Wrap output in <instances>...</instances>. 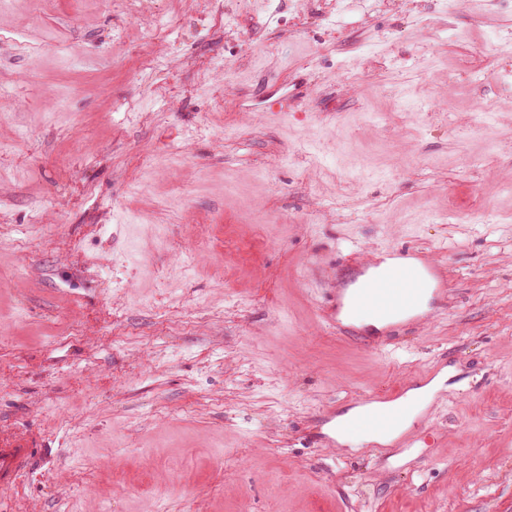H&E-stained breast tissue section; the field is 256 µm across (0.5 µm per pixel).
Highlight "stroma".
Instances as JSON below:
<instances>
[{
  "instance_id": "35a3bbf8",
  "label": "stroma",
  "mask_w": 512,
  "mask_h": 512,
  "mask_svg": "<svg viewBox=\"0 0 512 512\" xmlns=\"http://www.w3.org/2000/svg\"><path fill=\"white\" fill-rule=\"evenodd\" d=\"M401 248L446 308L337 334L338 279ZM432 368L419 447L320 444ZM20 441L11 512H512V9L0 0Z\"/></svg>"
}]
</instances>
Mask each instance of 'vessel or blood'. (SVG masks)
Segmentation results:
<instances>
[{
    "label": "vessel or blood",
    "mask_w": 512,
    "mask_h": 512,
    "mask_svg": "<svg viewBox=\"0 0 512 512\" xmlns=\"http://www.w3.org/2000/svg\"><path fill=\"white\" fill-rule=\"evenodd\" d=\"M437 264L418 261L414 253H396L367 261L361 277L347 278L329 308L337 330L363 337L375 345L395 331L398 324L428 317L431 303L441 295ZM418 409L404 389L364 400L362 410L348 419L349 428L370 435L398 433ZM31 454L27 448H0V489H9Z\"/></svg>",
    "instance_id": "vessel-or-blood-1"
}]
</instances>
